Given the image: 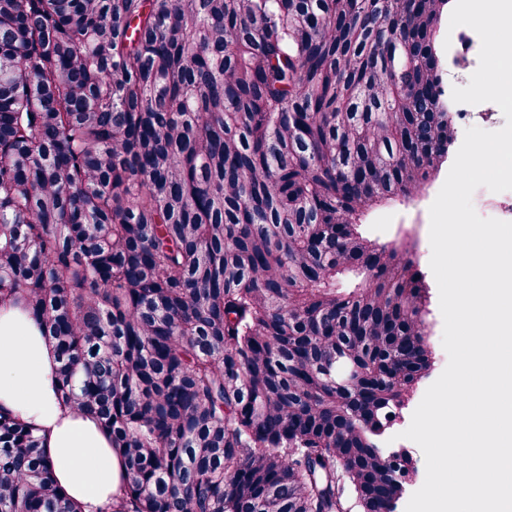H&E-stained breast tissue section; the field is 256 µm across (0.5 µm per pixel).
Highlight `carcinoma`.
Masks as SVG:
<instances>
[{
  "label": "carcinoma",
  "instance_id": "1",
  "mask_svg": "<svg viewBox=\"0 0 512 512\" xmlns=\"http://www.w3.org/2000/svg\"><path fill=\"white\" fill-rule=\"evenodd\" d=\"M451 0H0V300L109 429L104 512H385L433 365L413 252L358 231L454 136ZM0 512H75L0 414Z\"/></svg>",
  "mask_w": 512,
  "mask_h": 512
}]
</instances>
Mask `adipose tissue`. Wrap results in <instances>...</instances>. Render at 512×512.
Listing matches in <instances>:
<instances>
[{
  "label": "adipose tissue",
  "mask_w": 512,
  "mask_h": 512,
  "mask_svg": "<svg viewBox=\"0 0 512 512\" xmlns=\"http://www.w3.org/2000/svg\"><path fill=\"white\" fill-rule=\"evenodd\" d=\"M56 367L55 344L41 321L20 304L0 303V412L40 438L52 478L76 512H101L123 492L126 466L109 430L60 399Z\"/></svg>",
  "instance_id": "ef3b65f1"
}]
</instances>
